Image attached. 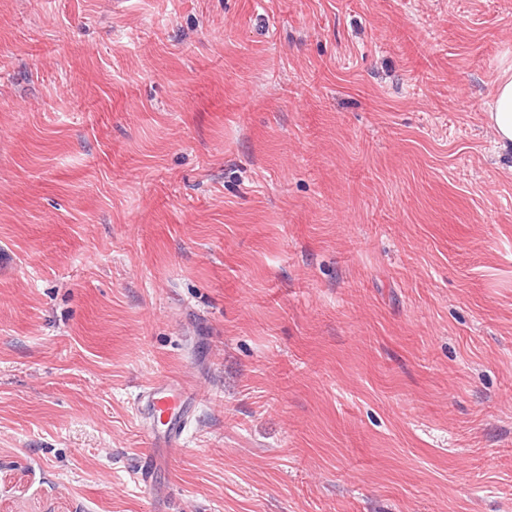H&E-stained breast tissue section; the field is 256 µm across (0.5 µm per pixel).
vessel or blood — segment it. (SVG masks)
Here are the masks:
<instances>
[{
    "label": "vessel or blood",
    "instance_id": "obj_1",
    "mask_svg": "<svg viewBox=\"0 0 512 512\" xmlns=\"http://www.w3.org/2000/svg\"><path fill=\"white\" fill-rule=\"evenodd\" d=\"M192 393L164 377L145 384L138 394V411L154 447L177 449L190 416Z\"/></svg>",
    "mask_w": 512,
    "mask_h": 512
}]
</instances>
